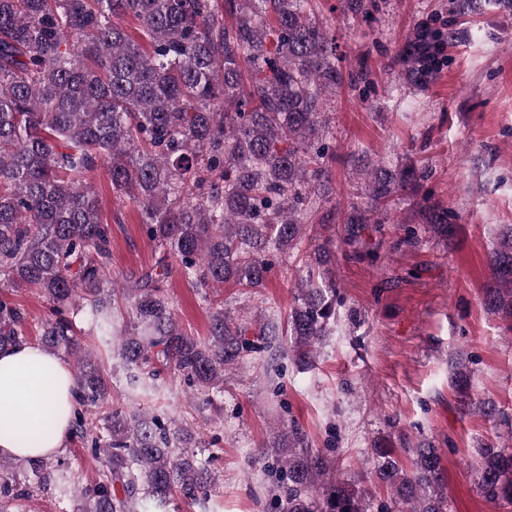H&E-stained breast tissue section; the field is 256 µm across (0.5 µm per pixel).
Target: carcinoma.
<instances>
[{"label": "carcinoma", "instance_id": "1", "mask_svg": "<svg viewBox=\"0 0 512 512\" xmlns=\"http://www.w3.org/2000/svg\"><path fill=\"white\" fill-rule=\"evenodd\" d=\"M310 0H0V347L29 336L28 313L9 288H34L50 304L39 343L73 361L77 406L70 441L90 451L99 476L74 489L80 512H206L218 476L188 424L110 406L105 371L84 351L75 318L114 336L132 385L167 370L197 394L224 384L254 333L263 348L290 335L300 365L336 321V284L316 276L330 260L314 250L283 330L251 329L213 309L209 338L196 340L174 316L161 282L175 255L195 288L263 286L266 253L297 246L302 217L322 196L323 97L342 74L336 47L307 10ZM138 23L131 36L127 19ZM456 29L421 27L397 56L416 85L437 72L440 46ZM106 168L113 192L145 216L155 264L120 282L109 275L112 230L88 175ZM416 171H383L369 198L385 205ZM448 233V210L427 208ZM485 306L512 320V225L491 252ZM125 300L122 323L115 321ZM264 455L279 473V512H451L437 449L412 450L406 468L392 448L375 449L374 477L390 489L378 506L330 458L284 426ZM485 498L512 502V448H480ZM24 474H18L19 470ZM76 480L51 457H0V512H18L35 492L65 497Z\"/></svg>", "mask_w": 512, "mask_h": 512}]
</instances>
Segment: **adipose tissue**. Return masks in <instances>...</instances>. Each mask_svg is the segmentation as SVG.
Instances as JSON below:
<instances>
[{
    "label": "adipose tissue",
    "instance_id": "1",
    "mask_svg": "<svg viewBox=\"0 0 512 512\" xmlns=\"http://www.w3.org/2000/svg\"><path fill=\"white\" fill-rule=\"evenodd\" d=\"M75 402L74 377L57 354L28 341L0 349V456L57 454Z\"/></svg>",
    "mask_w": 512,
    "mask_h": 512
}]
</instances>
